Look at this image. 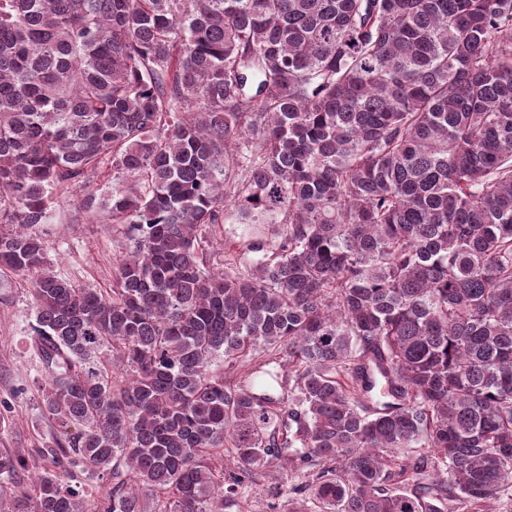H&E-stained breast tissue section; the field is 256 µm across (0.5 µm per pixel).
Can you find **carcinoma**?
Segmentation results:
<instances>
[{
    "instance_id": "obj_1",
    "label": "carcinoma",
    "mask_w": 512,
    "mask_h": 512,
    "mask_svg": "<svg viewBox=\"0 0 512 512\" xmlns=\"http://www.w3.org/2000/svg\"><path fill=\"white\" fill-rule=\"evenodd\" d=\"M106 171L112 187L92 186ZM125 227L52 269L53 190ZM215 224H239L212 268ZM95 512H491L512 487V0H0V270ZM112 349V373L94 367ZM288 348V371L278 349ZM261 348L231 383L213 371ZM430 449L386 468L407 448ZM19 462L0 454V481ZM45 469L24 512H86ZM278 468L270 465L258 471L254 481L244 489L240 494L241 512H289L292 507V498L298 496L292 494L289 489L292 484L304 483L308 480L307 475L312 471L309 467L296 469L292 478L280 480ZM71 484L79 486L86 493L87 498H85L84 506L88 508V510H93L91 509V505L99 498L101 493L112 486L110 484L106 485L104 480H99L96 474L80 470L72 472Z\"/></svg>"
}]
</instances>
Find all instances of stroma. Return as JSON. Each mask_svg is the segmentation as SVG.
I'll return each mask as SVG.
<instances>
[{"mask_svg": "<svg viewBox=\"0 0 512 512\" xmlns=\"http://www.w3.org/2000/svg\"><path fill=\"white\" fill-rule=\"evenodd\" d=\"M51 210L52 221L40 232L54 271L73 284L110 291L126 244L121 227L90 221L78 209L72 190L56 194ZM33 320L29 281L0 272V452L26 462L20 484L0 486V512H11L19 490L29 488L32 474L46 468L37 450L58 431L42 404L47 379L33 349ZM309 473V468H298L287 481L275 467L258 471L241 491L240 512H288L291 485L305 482Z\"/></svg>", "mask_w": 512, "mask_h": 512, "instance_id": "stroma-1", "label": "stroma"}]
</instances>
